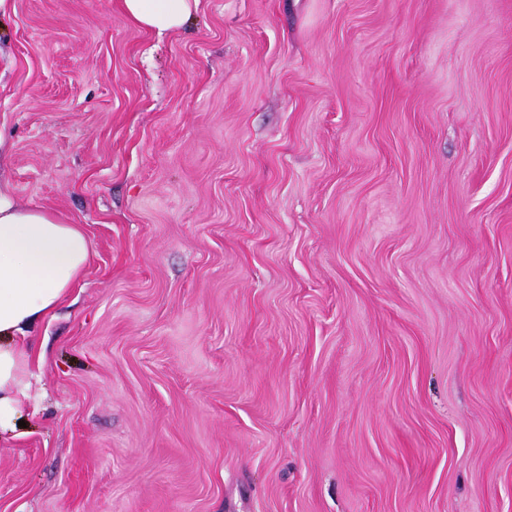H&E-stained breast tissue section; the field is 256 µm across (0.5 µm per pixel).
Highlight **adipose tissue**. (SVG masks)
<instances>
[{"label":"adipose tissue","mask_w":512,"mask_h":512,"mask_svg":"<svg viewBox=\"0 0 512 512\" xmlns=\"http://www.w3.org/2000/svg\"><path fill=\"white\" fill-rule=\"evenodd\" d=\"M138 28L177 32L199 0H117ZM91 244L82 227L46 209L21 204L0 184V430L15 427L31 387L35 331L82 279Z\"/></svg>","instance_id":"ef3b65f1"}]
</instances>
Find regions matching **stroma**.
<instances>
[{
  "label": "stroma",
  "instance_id": "1",
  "mask_svg": "<svg viewBox=\"0 0 512 512\" xmlns=\"http://www.w3.org/2000/svg\"><path fill=\"white\" fill-rule=\"evenodd\" d=\"M0 134L92 248L0 512H512V0H15ZM120 11L146 31L178 32L194 19L200 0H116Z\"/></svg>",
  "mask_w": 512,
  "mask_h": 512
}]
</instances>
